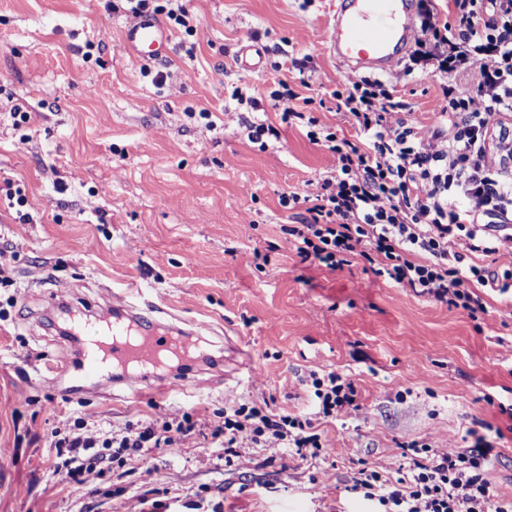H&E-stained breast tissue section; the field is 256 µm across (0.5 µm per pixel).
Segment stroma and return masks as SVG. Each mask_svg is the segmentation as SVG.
<instances>
[{"label":"stroma","mask_w":512,"mask_h":512,"mask_svg":"<svg viewBox=\"0 0 512 512\" xmlns=\"http://www.w3.org/2000/svg\"><path fill=\"white\" fill-rule=\"evenodd\" d=\"M335 4L187 0L203 39L164 20L171 52L147 65L121 41L136 20L126 0H0V182L23 189L33 217L0 203V263L16 282L0 288V512H373L346 491L360 466L393 476L402 444L455 454L471 429L495 446L494 494L512 498V301L476 322L367 262L333 272L288 246L302 217L281 194L313 192L333 159L270 93L287 81L320 124L345 127L323 99L355 77L327 49ZM246 43L263 49L262 70L240 67ZM385 77L418 118L437 110L430 75L399 61ZM238 87L258 107L233 100ZM17 112L29 121L15 124ZM260 120L280 132L261 146L245 129ZM130 284L162 307L160 325L210 324L183 389L139 399L124 382L50 386L47 366L80 350L58 329V303L82 314ZM331 371L354 380L356 413L319 415L308 378ZM240 404L310 419L320 456L243 448L228 464L196 434L80 483L47 471L67 418L119 432Z\"/></svg>","instance_id":"stroma-1"}]
</instances>
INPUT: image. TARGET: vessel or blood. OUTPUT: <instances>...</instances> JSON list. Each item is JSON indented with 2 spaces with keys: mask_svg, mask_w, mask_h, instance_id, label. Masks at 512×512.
<instances>
[{
  "mask_svg": "<svg viewBox=\"0 0 512 512\" xmlns=\"http://www.w3.org/2000/svg\"><path fill=\"white\" fill-rule=\"evenodd\" d=\"M417 0H336L329 23V49L352 70H389L414 34ZM126 47L140 59H162L169 43L162 24L141 17L124 32ZM94 340L76 366H49L53 383L69 382L72 389L87 390L102 377L106 364L133 366L172 353L190 356L202 340L201 332L172 331L156 335L152 317L144 315L124 295L112 297Z\"/></svg>",
  "mask_w": 512,
  "mask_h": 512,
  "instance_id": "1",
  "label": "vessel or blood"
}]
</instances>
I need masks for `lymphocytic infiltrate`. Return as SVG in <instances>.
<instances>
[{
  "instance_id": "f902f5d3",
  "label": "lymphocytic infiltrate",
  "mask_w": 512,
  "mask_h": 512,
  "mask_svg": "<svg viewBox=\"0 0 512 512\" xmlns=\"http://www.w3.org/2000/svg\"><path fill=\"white\" fill-rule=\"evenodd\" d=\"M452 3L450 24L441 21L435 0H421L410 57L439 84L432 123L411 117L384 82L366 77L330 94L354 132L350 138L305 115L291 88L273 91L271 99L334 158L315 192L281 198L283 207L306 212L288 229L297 257L332 271L364 258L376 275L478 320L488 313L487 294L512 293V0ZM490 254L503 259L504 271L479 263ZM310 387L323 417L360 409L350 378L314 373ZM201 426L189 414L160 424L139 420L119 434L94 433L77 421L54 445L66 449L71 473L89 474L107 462V449L173 450ZM211 439L228 457L246 445L323 447L309 420L245 404L225 412ZM402 456L401 477L364 467L350 493L374 502L377 512H512V499L491 489V448L483 437L457 454L416 441Z\"/></svg>"
}]
</instances>
